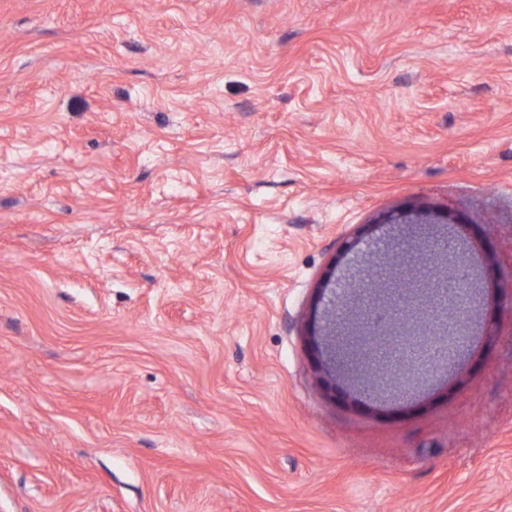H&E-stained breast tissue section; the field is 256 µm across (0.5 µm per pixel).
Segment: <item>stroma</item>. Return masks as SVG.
Listing matches in <instances>:
<instances>
[{"label": "stroma", "instance_id": "1", "mask_svg": "<svg viewBox=\"0 0 512 512\" xmlns=\"http://www.w3.org/2000/svg\"><path fill=\"white\" fill-rule=\"evenodd\" d=\"M448 233L477 346L328 371ZM0 512H512V0H0Z\"/></svg>", "mask_w": 512, "mask_h": 512}]
</instances>
